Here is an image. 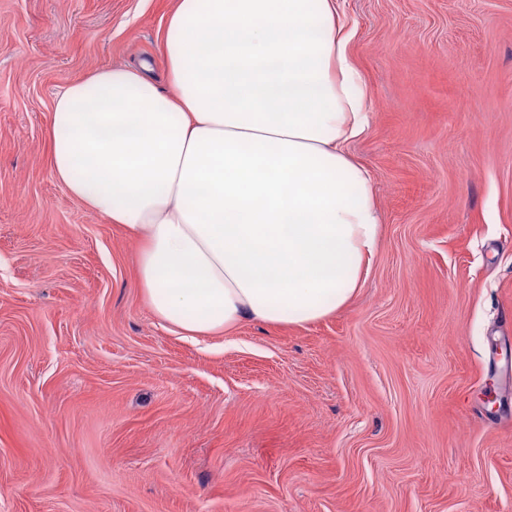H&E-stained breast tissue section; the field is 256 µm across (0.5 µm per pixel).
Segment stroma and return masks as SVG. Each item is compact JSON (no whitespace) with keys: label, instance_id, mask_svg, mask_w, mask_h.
Listing matches in <instances>:
<instances>
[{"label":"stroma","instance_id":"35a3bbf8","mask_svg":"<svg viewBox=\"0 0 512 512\" xmlns=\"http://www.w3.org/2000/svg\"><path fill=\"white\" fill-rule=\"evenodd\" d=\"M174 4L0 0V512H512V0H338L377 252L330 317L207 336L50 165L56 94L163 76Z\"/></svg>","mask_w":512,"mask_h":512}]
</instances>
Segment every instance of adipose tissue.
Segmentation results:
<instances>
[{
	"mask_svg": "<svg viewBox=\"0 0 512 512\" xmlns=\"http://www.w3.org/2000/svg\"><path fill=\"white\" fill-rule=\"evenodd\" d=\"M335 0H177L152 66L55 97L51 167L139 240L153 313L188 334L302 326L344 306L381 217L348 152L369 126Z\"/></svg>",
	"mask_w": 512,
	"mask_h": 512,
	"instance_id": "1",
	"label": "adipose tissue"
}]
</instances>
